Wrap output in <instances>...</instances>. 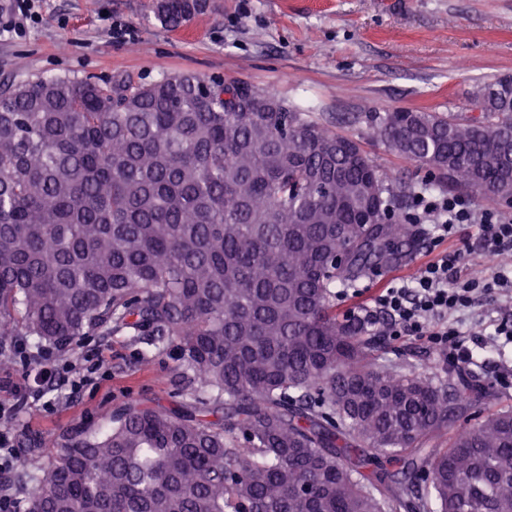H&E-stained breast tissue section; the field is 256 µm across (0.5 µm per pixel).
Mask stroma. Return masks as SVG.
<instances>
[{"instance_id": "obj_1", "label": "stroma", "mask_w": 512, "mask_h": 512, "mask_svg": "<svg viewBox=\"0 0 512 512\" xmlns=\"http://www.w3.org/2000/svg\"><path fill=\"white\" fill-rule=\"evenodd\" d=\"M152 4L32 0L35 23L0 34V83L56 75L150 83L175 73L240 80L358 138L383 170L415 183L426 169L371 140L367 114L470 116L485 83L512 76V0H207L175 30ZM116 20L132 28V40H113ZM429 250L420 233L414 248L337 300V314L371 303L392 279L413 277ZM89 343L107 377L55 409L26 407L15 427L21 472L42 476L79 432L106 429L116 408L169 407L192 391L171 345L124 332Z\"/></svg>"}]
</instances>
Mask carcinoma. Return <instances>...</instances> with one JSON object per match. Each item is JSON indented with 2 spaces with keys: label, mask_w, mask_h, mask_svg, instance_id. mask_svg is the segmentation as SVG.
Wrapping results in <instances>:
<instances>
[{
  "label": "carcinoma",
  "mask_w": 512,
  "mask_h": 512,
  "mask_svg": "<svg viewBox=\"0 0 512 512\" xmlns=\"http://www.w3.org/2000/svg\"><path fill=\"white\" fill-rule=\"evenodd\" d=\"M188 0H158L170 28ZM480 115L392 110L368 136L429 168L405 184L352 136L246 82L174 74L0 87V336L108 327L172 344L200 388L128 404L63 449L27 512H512V410L438 359L383 362L336 314L446 182L512 190V78Z\"/></svg>",
  "instance_id": "carcinoma-1"
}]
</instances>
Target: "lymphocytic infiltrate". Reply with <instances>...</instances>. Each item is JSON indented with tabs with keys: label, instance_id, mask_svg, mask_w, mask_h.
<instances>
[{
	"label": "lymphocytic infiltrate",
	"instance_id": "f902f5d3",
	"mask_svg": "<svg viewBox=\"0 0 512 512\" xmlns=\"http://www.w3.org/2000/svg\"><path fill=\"white\" fill-rule=\"evenodd\" d=\"M416 206L422 216L433 221V240L442 242L456 234L461 226L477 230L484 257L512 253V218L488 210H477L462 197L424 196ZM463 257L460 252H443L424 264L419 274L409 280L392 281L366 309L367 322H382L387 336H427L442 346L450 365H468L473 353L470 339L456 322L454 313L470 308L478 292L512 289V269H495L490 280L477 284L462 276ZM22 367H34L31 386L20 387L0 383V392L7 401H0V476L11 473L18 458L15 451L13 420L28 399L43 398L49 387L63 383L70 392H81L103 376V360L98 352L86 350L80 360L70 361L52 350L32 354L24 342L14 341L9 351Z\"/></svg>",
	"mask_w": 512,
	"mask_h": 512
}]
</instances>
